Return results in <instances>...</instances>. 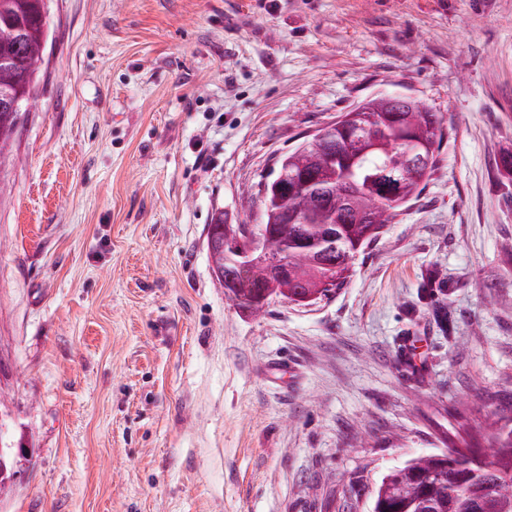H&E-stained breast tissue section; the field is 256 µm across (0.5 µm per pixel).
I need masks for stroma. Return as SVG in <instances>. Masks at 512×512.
I'll use <instances>...</instances> for the list:
<instances>
[{
	"instance_id": "35a3bbf8",
	"label": "stroma",
	"mask_w": 512,
	"mask_h": 512,
	"mask_svg": "<svg viewBox=\"0 0 512 512\" xmlns=\"http://www.w3.org/2000/svg\"><path fill=\"white\" fill-rule=\"evenodd\" d=\"M0 173V512H367L512 397V0H48ZM438 164L347 282L237 308L206 248L378 93Z\"/></svg>"
}]
</instances>
